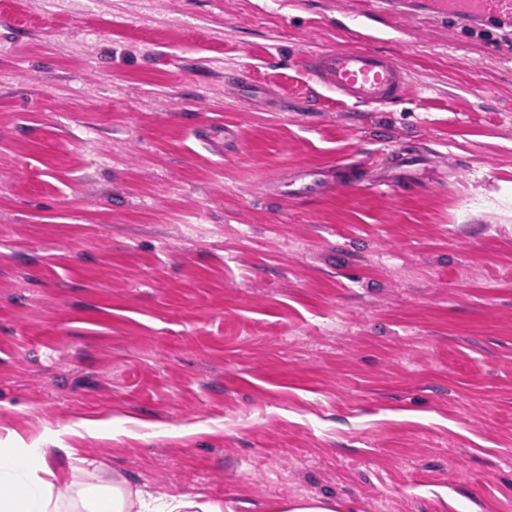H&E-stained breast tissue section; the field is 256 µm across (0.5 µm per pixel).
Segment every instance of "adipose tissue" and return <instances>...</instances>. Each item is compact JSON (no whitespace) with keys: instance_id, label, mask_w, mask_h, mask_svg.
Masks as SVG:
<instances>
[{"instance_id":"1","label":"adipose tissue","mask_w":512,"mask_h":512,"mask_svg":"<svg viewBox=\"0 0 512 512\" xmlns=\"http://www.w3.org/2000/svg\"><path fill=\"white\" fill-rule=\"evenodd\" d=\"M55 451L70 458L76 454L58 433L43 448L15 434L0 441V512H224L222 504L186 496L148 500L121 482L106 483L92 475L59 492L48 465Z\"/></svg>"}]
</instances>
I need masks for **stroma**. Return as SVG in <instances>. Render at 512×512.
Listing matches in <instances>:
<instances>
[{
	"label": "stroma",
	"mask_w": 512,
	"mask_h": 512,
	"mask_svg": "<svg viewBox=\"0 0 512 512\" xmlns=\"http://www.w3.org/2000/svg\"><path fill=\"white\" fill-rule=\"evenodd\" d=\"M341 8L408 98L308 81L350 41L323 0H0V439L73 427L63 484L512 512V48ZM401 152L428 163L376 189ZM301 166L318 197L266 193Z\"/></svg>",
	"instance_id": "1"
}]
</instances>
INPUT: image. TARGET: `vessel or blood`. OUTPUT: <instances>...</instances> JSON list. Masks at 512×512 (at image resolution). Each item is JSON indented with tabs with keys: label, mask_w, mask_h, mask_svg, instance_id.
I'll return each instance as SVG.
<instances>
[{
	"label": "vessel or blood",
	"mask_w": 512,
	"mask_h": 512,
	"mask_svg": "<svg viewBox=\"0 0 512 512\" xmlns=\"http://www.w3.org/2000/svg\"><path fill=\"white\" fill-rule=\"evenodd\" d=\"M438 18L487 23L512 20V0H426ZM308 78L336 93L339 102L383 106L408 97L412 88L407 68L393 56L361 45L323 47L302 58ZM325 187L324 175L312 168L299 169L289 197L307 199Z\"/></svg>",
	"instance_id": "1"
}]
</instances>
